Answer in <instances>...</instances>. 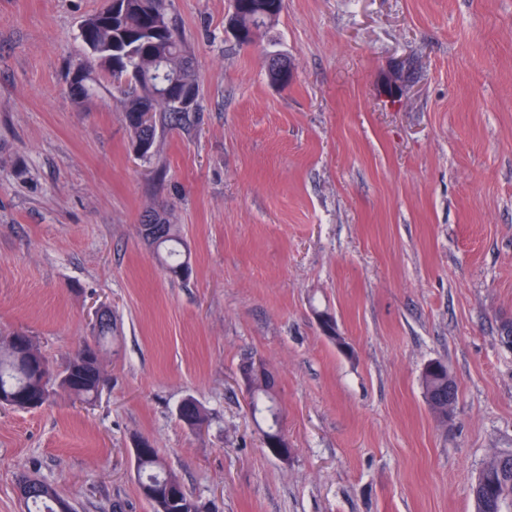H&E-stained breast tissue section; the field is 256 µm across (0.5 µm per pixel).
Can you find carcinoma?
Instances as JSON below:
<instances>
[{
    "instance_id": "cac0c4a2",
    "label": "carcinoma",
    "mask_w": 512,
    "mask_h": 512,
    "mask_svg": "<svg viewBox=\"0 0 512 512\" xmlns=\"http://www.w3.org/2000/svg\"><path fill=\"white\" fill-rule=\"evenodd\" d=\"M123 8L110 15L112 0H101L100 7L86 17L78 38L88 51L82 72V97L96 94L99 84L96 70L107 72L112 80V98L125 112L132 132L135 150L148 154L153 148L157 125L144 126L137 114L144 106L152 108L162 120H184L192 108L179 106L181 92L196 84L191 59L184 40L169 17V0H122ZM283 7L282 0H233L231 24L245 34L239 46L261 43ZM155 213L161 234L154 247L165 271L177 279L191 273L189 250L179 226L172 223V207L162 204ZM48 358L27 334L11 332L0 336V406L20 408L21 395L39 399L44 404L61 390L75 401L89 402L99 395L106 381L101 350L79 348L55 375L43 378L42 364ZM425 394L435 395L431 407L436 417L448 418V371L423 379ZM275 381L271 375L253 380L252 416H271L278 424L274 410ZM179 420L190 429H199L207 422L205 410L194 400L178 407ZM139 489L151 512H203V506L187 491L179 479L167 470L157 448L147 446L136 458ZM481 476L494 485L487 495L482 487L473 488L477 512H500L512 506V462L504 469L503 455L493 457ZM29 487L22 499L26 512H64L68 502L56 488L30 475L19 480Z\"/></svg>"
}]
</instances>
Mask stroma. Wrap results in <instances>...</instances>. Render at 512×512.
<instances>
[{"label": "stroma", "mask_w": 512, "mask_h": 512, "mask_svg": "<svg viewBox=\"0 0 512 512\" xmlns=\"http://www.w3.org/2000/svg\"><path fill=\"white\" fill-rule=\"evenodd\" d=\"M99 5L0 0V331L60 365L112 316L92 404L0 409V512H23L24 475L76 512H150L142 438L207 512H476L512 451V0H284V87L227 33L232 0H172L197 107L144 157L111 97L69 90ZM164 202L185 281L141 236ZM250 357L288 460L246 405ZM435 360L458 385L444 423ZM437 362L442 363L440 361ZM437 362L430 363L426 366L424 370L425 375L423 384L425 397L429 394H434L436 398V402L431 407V410L441 422H445L448 418V408L453 404H448V401L452 399L455 381L449 374L448 367L443 363L444 371L442 375L426 376V374L434 373L443 369ZM177 414L179 420L190 429H199L207 422L205 410L192 399L183 401Z\"/></svg>", "instance_id": "35a3bbf8"}]
</instances>
